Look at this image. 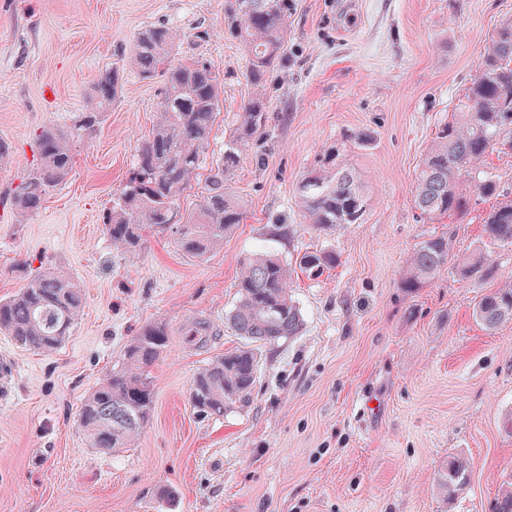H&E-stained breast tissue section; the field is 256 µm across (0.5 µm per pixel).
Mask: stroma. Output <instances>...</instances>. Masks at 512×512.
Here are the masks:
<instances>
[{
  "mask_svg": "<svg viewBox=\"0 0 512 512\" xmlns=\"http://www.w3.org/2000/svg\"><path fill=\"white\" fill-rule=\"evenodd\" d=\"M512 0H295L288 50L265 86L266 128L227 183L245 218L204 257L173 234L147 231L142 252L113 247L103 224L157 121L159 81L132 64L134 38L165 24L180 60L202 57L226 76L224 107L191 189L194 209L229 138L228 119L251 96L242 47L224 36V0H0V298L25 276L61 269L82 286L83 309L56 350L0 334L13 396L0 405V512H487L512 482V323L490 332L476 298L490 283L453 266L491 255L512 279V248L482 232L488 203L466 215L420 220L416 173L437 128L476 74ZM205 40H196V32ZM125 81L99 131L75 143L67 179L19 221L9 197L37 159L48 123L72 124L106 69ZM368 132L369 143L351 142ZM339 145L366 198L362 223L319 231L296 191L325 150ZM290 228L275 234L276 225ZM452 240L448 265L424 288L399 281L416 246ZM325 249L334 269L294 271L301 332L254 344L258 374L246 406L202 419L191 378L244 346L226 321L240 260L286 261ZM167 327L150 369L154 412L128 447L103 454L78 427L82 401L121 363L138 329ZM473 460L470 485L444 503L438 471L449 454ZM173 491L158 504L157 488Z\"/></svg>",
  "mask_w": 512,
  "mask_h": 512,
  "instance_id": "stroma-1",
  "label": "stroma"
}]
</instances>
